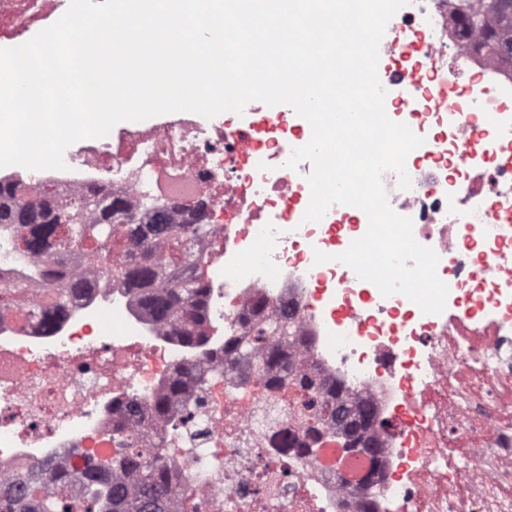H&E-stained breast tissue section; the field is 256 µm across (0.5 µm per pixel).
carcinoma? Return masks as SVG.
Instances as JSON below:
<instances>
[{"instance_id":"1","label":"carcinoma","mask_w":512,"mask_h":512,"mask_svg":"<svg viewBox=\"0 0 512 512\" xmlns=\"http://www.w3.org/2000/svg\"><path fill=\"white\" fill-rule=\"evenodd\" d=\"M473 8L467 0H457L455 13L472 33L479 34V46L490 60L512 58L501 48L512 46V19L505 20V0H478ZM163 215L164 228L155 224ZM10 227L25 242L24 252L33 259L30 272L22 279L0 284V300L15 305L31 298V285H42L38 301L43 315L61 314L71 296L104 287L114 277L134 292L154 324L179 335L189 348H199L205 339L188 332L187 325L206 314V285L199 273L205 263L195 250L196 241L212 232L202 207H161L135 218L126 197L100 193L89 188L70 202L51 206L30 201L17 189L0 183V228ZM73 253L84 269L100 273L91 281L60 270L58 258ZM250 344L240 348L224 345L227 354L254 360L257 375H269L280 366L271 339L289 344L295 329L290 314L280 321L256 322ZM304 412L318 420L350 431L344 451L377 452L360 432L377 425L374 412L364 407L356 414L336 399L302 400ZM168 406L154 401L141 411L129 407L138 431L112 427L113 458L90 463L81 475L80 488L73 486V474L64 463L41 477L21 484L0 479V512H184L168 488L162 462L164 450L143 448L140 433L167 419Z\"/></svg>"}]
</instances>
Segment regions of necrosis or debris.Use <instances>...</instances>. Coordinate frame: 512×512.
Instances as JSON below:
<instances>
[{"label":"necrosis or debris","instance_id":"obj_1","mask_svg":"<svg viewBox=\"0 0 512 512\" xmlns=\"http://www.w3.org/2000/svg\"><path fill=\"white\" fill-rule=\"evenodd\" d=\"M54 0H0V43L28 39L56 16ZM379 54L417 81L388 91L385 111L423 143L405 163L410 189L382 177L390 206L439 257L442 313L383 296L336 259L368 229L366 214L332 205L304 219L310 162L289 168L309 123L282 114L248 163L220 118L180 112L111 131L67 152L61 170L0 168L51 202L97 187L122 191L134 212L205 203L207 352L246 343L256 319L292 313L298 341L275 381L224 358L205 407L166 457L174 495L205 512H512V139L495 134L512 99V63L471 47L448 0H408L388 22ZM412 31L415 45L394 43ZM455 79L456 111L437 93ZM329 254L319 264L316 252ZM121 321L105 338L106 314ZM166 336L122 281L84 294L41 329L35 304L0 306V477L41 466L79 467L87 449L112 452L118 404H149L183 362L208 367ZM348 406L371 405L377 456L345 452L343 433L294 417L298 373Z\"/></svg>","mask_w":512,"mask_h":512}]
</instances>
